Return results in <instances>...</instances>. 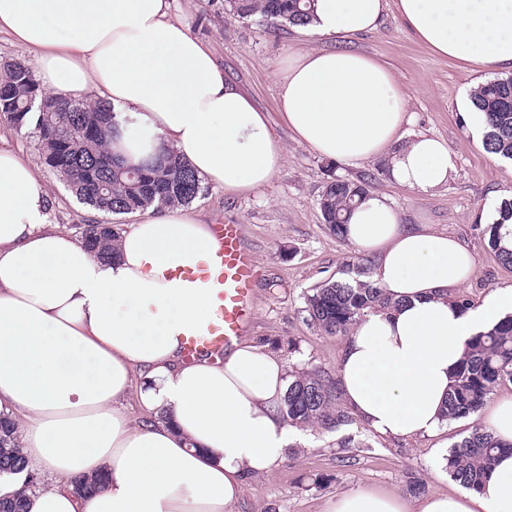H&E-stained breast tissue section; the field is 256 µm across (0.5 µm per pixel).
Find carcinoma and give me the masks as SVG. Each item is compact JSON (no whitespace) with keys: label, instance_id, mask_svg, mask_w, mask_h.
<instances>
[{"label":"carcinoma","instance_id":"1","mask_svg":"<svg viewBox=\"0 0 512 512\" xmlns=\"http://www.w3.org/2000/svg\"><path fill=\"white\" fill-rule=\"evenodd\" d=\"M314 0H230L240 18L258 15L291 27L311 22ZM35 105L27 108L29 99ZM474 106L486 114L483 146L487 153L512 160V76L481 84L472 94ZM0 118L18 131L34 135L43 160L56 171L76 199L103 215H132L150 208L189 205L202 197L205 186L185 159L173 149L157 151L137 128L99 105L66 99H46L33 65L26 59L0 67ZM368 182L340 176L324 185L317 199L323 223L334 236L345 238L350 212ZM498 219L481 228L498 262L512 267V198L501 201ZM76 236L97 257L110 259L119 236L108 221L73 224ZM363 261L348 263L330 277L303 291L306 321L328 336H346L357 320L371 310H389L396 303L368 279ZM512 383V315L470 338L463 360L448 387L441 410L448 422L478 413L503 384ZM281 412L298 430L320 428L335 432L357 419L342 405L339 383L326 371H290ZM512 443L491 431L476 428L454 443L446 457L449 476L466 489L477 490L486 473ZM26 462L14 423L0 414V512H27L23 492L10 491L13 476L26 472Z\"/></svg>","mask_w":512,"mask_h":512}]
</instances>
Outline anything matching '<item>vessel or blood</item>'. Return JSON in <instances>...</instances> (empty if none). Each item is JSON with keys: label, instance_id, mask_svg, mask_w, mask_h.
<instances>
[{"label": "vessel or blood", "instance_id": "1", "mask_svg": "<svg viewBox=\"0 0 512 512\" xmlns=\"http://www.w3.org/2000/svg\"><path fill=\"white\" fill-rule=\"evenodd\" d=\"M212 233L215 244L206 260L168 272L170 278L211 290L208 323L181 338L183 355L189 361L204 352L220 354L233 340L245 336L255 317L257 268L242 225L216 224Z\"/></svg>", "mask_w": 512, "mask_h": 512}]
</instances>
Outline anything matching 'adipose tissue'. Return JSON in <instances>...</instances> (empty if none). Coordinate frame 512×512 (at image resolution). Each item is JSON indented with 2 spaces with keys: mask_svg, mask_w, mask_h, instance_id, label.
Here are the masks:
<instances>
[{
  "mask_svg": "<svg viewBox=\"0 0 512 512\" xmlns=\"http://www.w3.org/2000/svg\"><path fill=\"white\" fill-rule=\"evenodd\" d=\"M435 54L512 66V0H397ZM385 0H315L309 28L349 37L377 28ZM33 59L40 86L104 102L198 176L240 193L285 160L266 117L224 77L212 50L170 15L169 0H0V34ZM280 108L297 140L349 166L387 156L394 183L430 194L456 165L444 142L405 135L408 98L393 74L345 49H313L280 75ZM38 170L0 150V411L15 421L30 470L43 474L28 512H227L246 479L284 460L297 429L279 407L288 367L252 340L186 361L181 334L205 323L210 291L165 270L207 258L209 224L182 206L122 231L95 257L50 223ZM347 238L373 256L370 278L396 303L365 314L337 375L350 412L389 437L431 436L466 342L512 313V287L461 309L449 292L474 257L456 237L404 224L371 193ZM139 416H132L130 405ZM107 475L83 498L75 478ZM323 512H512V454L479 490L436 493L408 509L374 489L329 498Z\"/></svg>",
  "mask_w": 512,
  "mask_h": 512,
  "instance_id": "adipose-tissue-1",
  "label": "adipose tissue"
}]
</instances>
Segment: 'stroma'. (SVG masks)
Returning <instances> with one entry per match:
<instances>
[{
	"label": "stroma",
	"mask_w": 512,
	"mask_h": 512,
	"mask_svg": "<svg viewBox=\"0 0 512 512\" xmlns=\"http://www.w3.org/2000/svg\"><path fill=\"white\" fill-rule=\"evenodd\" d=\"M170 4L172 16L211 47L225 77L265 113L274 138L286 152L283 166L266 184L241 194H228L210 184L194 203L207 223L244 227L258 271L256 315L248 339L286 357L290 367L336 373L343 337L324 335L300 312L303 291L360 259L347 241L326 230L317 206L324 185L335 175L368 180L370 192L386 195L403 223L426 224L465 241L474 265L462 293L472 305H480L492 290L512 286V269L498 264L479 232L499 203L512 198V163L484 151L460 109V99L471 85L512 74V69L483 70L433 54L391 4L377 29L345 39L348 49L387 66L406 90L412 114L407 134L435 136L454 155L456 170L448 183L423 195L392 183L385 160L345 166L299 143L288 127L279 107L278 71L299 52L333 47V39L304 28L270 24L257 16L235 17L224 0H170ZM0 150L11 151L39 169L51 192V223L67 227L91 217V210L44 163L36 138L0 121ZM292 344L297 347L293 353L288 350ZM481 420L476 414L445 423L433 437L375 433L374 449L366 453L342 447L339 433L306 429L297 452L272 474L248 477L247 490L232 512H322L327 499L356 488L391 493L409 504L433 493H454L457 483L436 474L438 445L468 435ZM413 477L420 480L421 489H410Z\"/></svg>",
	"instance_id": "obj_1"
}]
</instances>
